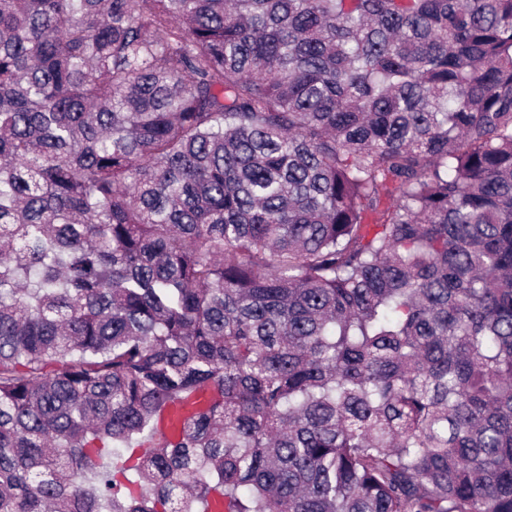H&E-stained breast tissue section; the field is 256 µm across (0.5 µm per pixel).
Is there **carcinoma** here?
Listing matches in <instances>:
<instances>
[{
    "label": "carcinoma",
    "instance_id": "cac0c4a2",
    "mask_svg": "<svg viewBox=\"0 0 512 512\" xmlns=\"http://www.w3.org/2000/svg\"><path fill=\"white\" fill-rule=\"evenodd\" d=\"M0 512H512V0H0Z\"/></svg>",
    "mask_w": 512,
    "mask_h": 512
}]
</instances>
